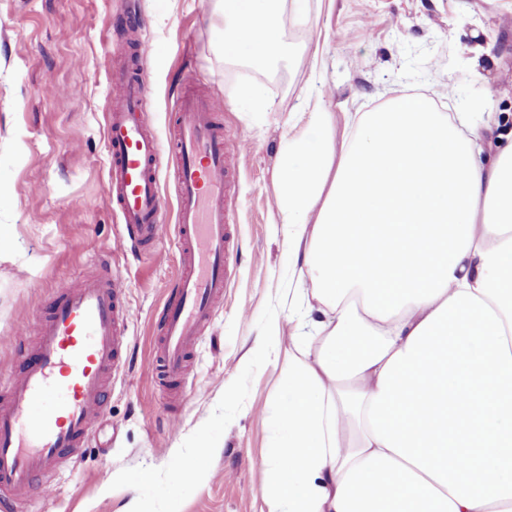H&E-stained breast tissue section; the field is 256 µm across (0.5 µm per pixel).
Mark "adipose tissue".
Masks as SVG:
<instances>
[{"label":"adipose tissue","instance_id":"ef3b65f1","mask_svg":"<svg viewBox=\"0 0 512 512\" xmlns=\"http://www.w3.org/2000/svg\"><path fill=\"white\" fill-rule=\"evenodd\" d=\"M230 61L288 45L280 0H222ZM420 94L327 113L281 154L278 208L324 312L283 371L268 512H512V145Z\"/></svg>","mask_w":512,"mask_h":512}]
</instances>
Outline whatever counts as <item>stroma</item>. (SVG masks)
Returning a JSON list of instances; mask_svg holds the SVG:
<instances>
[{
  "label": "stroma",
  "instance_id": "stroma-1",
  "mask_svg": "<svg viewBox=\"0 0 512 512\" xmlns=\"http://www.w3.org/2000/svg\"><path fill=\"white\" fill-rule=\"evenodd\" d=\"M218 0H0V366L21 322L53 287L108 260L129 288L123 373L107 413L54 490L30 512H264L265 460L281 433L284 360L305 322L288 304L300 275L275 208L280 155L306 129L308 98L335 141L364 112L422 94L464 108L484 156L512 136V0H282L289 55L265 67L224 57ZM320 74L310 69L312 56ZM150 76L149 126L173 131L177 91L193 78L229 140L237 250L230 283L192 361V386L167 403L148 369L162 311L182 267L175 230L144 256L117 242L107 195L105 119L122 72ZM261 85L270 109L235 98ZM206 477L183 482V467Z\"/></svg>",
  "mask_w": 512,
  "mask_h": 512
}]
</instances>
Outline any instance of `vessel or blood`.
<instances>
[{"mask_svg": "<svg viewBox=\"0 0 512 512\" xmlns=\"http://www.w3.org/2000/svg\"><path fill=\"white\" fill-rule=\"evenodd\" d=\"M150 80L137 70L108 114L107 192L116 205L124 241L141 250L163 237L160 177L176 175L178 241L187 268L163 309L155 361L163 392L188 387L187 365L211 325L228 286L234 245L228 234L232 197L227 192L228 139L193 84L177 101L174 141L148 131ZM126 282L103 266L81 284L60 281L50 311L35 316L33 352L17 350L21 367L0 373V512H24L36 484L74 462L95 435L107 408V382L123 367Z\"/></svg>", "mask_w": 512, "mask_h": 512, "instance_id": "b4317fda", "label": "vessel or blood"}]
</instances>
